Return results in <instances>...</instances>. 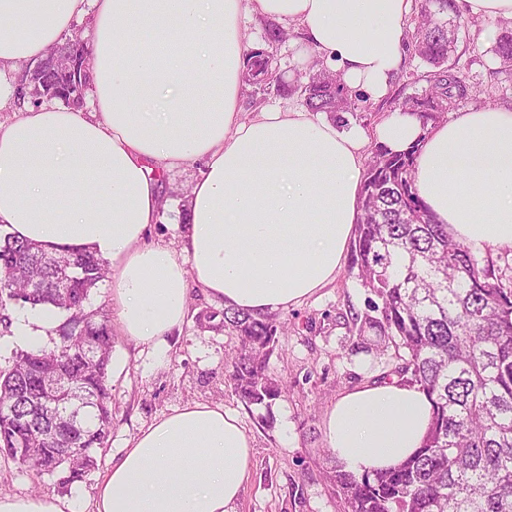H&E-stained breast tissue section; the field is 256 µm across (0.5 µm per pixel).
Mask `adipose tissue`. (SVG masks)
<instances>
[{
	"label": "adipose tissue",
	"instance_id": "adipose-tissue-1",
	"mask_svg": "<svg viewBox=\"0 0 512 512\" xmlns=\"http://www.w3.org/2000/svg\"><path fill=\"white\" fill-rule=\"evenodd\" d=\"M409 2L0 0V228L106 261L114 324L139 345L165 348L193 286L254 315L301 304L343 266L368 138L288 103L244 118L242 18L297 24L323 66L379 100L407 50ZM83 18L86 105L19 100L20 65L74 38ZM376 137L396 152L420 143L417 193L475 256L512 248V107L428 127L396 112ZM196 162L179 246L148 242L163 172ZM431 416L421 386L395 377L341 394L324 439L345 469L372 473L420 448ZM250 451L236 413L184 405L128 441L91 512H236Z\"/></svg>",
	"mask_w": 512,
	"mask_h": 512
}]
</instances>
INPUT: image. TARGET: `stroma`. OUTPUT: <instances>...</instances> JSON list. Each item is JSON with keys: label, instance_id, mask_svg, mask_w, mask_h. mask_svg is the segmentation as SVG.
I'll list each match as a JSON object with an SVG mask.
<instances>
[{"label": "stroma", "instance_id": "35a3bbf8", "mask_svg": "<svg viewBox=\"0 0 512 512\" xmlns=\"http://www.w3.org/2000/svg\"><path fill=\"white\" fill-rule=\"evenodd\" d=\"M254 42L272 58L275 79L270 84L244 86L242 112L251 117L265 105L291 98V85L312 51L298 31L287 42L267 40L268 22L245 17ZM495 23L480 20L461 35L451 57L455 72L478 89L475 98L460 102V109L512 107V70L496 72L488 54L489 30ZM430 67L405 54L389 94L363 103L350 120L366 130L389 117L396 99L422 92ZM199 173L188 164L163 175L162 220L155 237L177 244L185 230V196ZM371 297L348 269L302 304L275 312L274 320L287 323L269 359V371L286 386L270 410L246 406L226 383L224 361L237 344L224 325V306L199 289H190L189 312L180 330L168 338L165 351L138 345L116 336L109 381L112 385V431L108 446L99 452L98 468L65 492H58L54 477L0 454V493L54 497L64 495L78 512H89L95 486L128 440L156 419L188 403H221L234 411L252 441L247 479L236 512H344V505L329 479L335 458L326 449L323 421L328 408L346 390L381 381L396 364L397 351L353 350L347 321L349 310H365Z\"/></svg>", "mask_w": 512, "mask_h": 512}]
</instances>
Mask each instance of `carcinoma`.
<instances>
[{
	"mask_svg": "<svg viewBox=\"0 0 512 512\" xmlns=\"http://www.w3.org/2000/svg\"><path fill=\"white\" fill-rule=\"evenodd\" d=\"M469 26L455 0H420L408 49L432 74L400 111L426 123L479 93L448 66ZM489 52L500 68L512 67V20L499 24ZM271 63L263 51L250 53L244 82L264 81ZM317 64L301 73V105L333 116L356 111L364 97ZM417 151L416 144L403 153L379 145L368 163L351 269L379 302L349 314L359 340L403 349L394 372L426 390L431 424L398 467L359 476L338 464L329 480L345 512H512V285L435 222L414 186ZM44 251L0 229V310L13 302L53 307L65 316L62 328H73L48 349L16 351L0 368V453L59 474L65 489L97 467L111 433L112 328L90 302L104 260L72 251V274L64 277ZM224 326L239 339L227 380L246 406L271 407L284 392L268 371L284 325L226 308ZM50 377L74 388L51 419L42 412Z\"/></svg>",
	"mask_w": 512,
	"mask_h": 512,
	"instance_id": "cac0c4a2",
	"label": "carcinoma"
}]
</instances>
